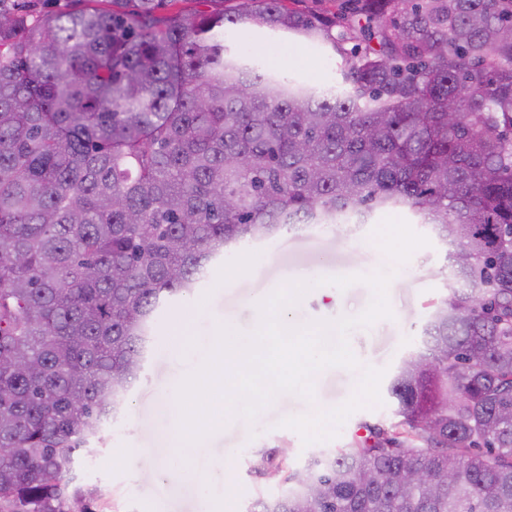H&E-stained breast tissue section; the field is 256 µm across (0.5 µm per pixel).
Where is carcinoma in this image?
<instances>
[{"mask_svg": "<svg viewBox=\"0 0 512 512\" xmlns=\"http://www.w3.org/2000/svg\"><path fill=\"white\" fill-rule=\"evenodd\" d=\"M84 2L0 0V512H90L74 452L224 252L396 208L453 280L391 383L400 420L301 471L258 454L282 487L248 512H512V0ZM241 22L364 47L318 91L259 72L268 40L226 56Z\"/></svg>", "mask_w": 512, "mask_h": 512, "instance_id": "carcinoma-1", "label": "carcinoma"}]
</instances>
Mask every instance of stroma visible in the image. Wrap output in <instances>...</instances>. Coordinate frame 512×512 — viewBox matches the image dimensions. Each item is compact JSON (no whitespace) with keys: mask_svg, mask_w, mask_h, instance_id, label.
Listing matches in <instances>:
<instances>
[{"mask_svg":"<svg viewBox=\"0 0 512 512\" xmlns=\"http://www.w3.org/2000/svg\"><path fill=\"white\" fill-rule=\"evenodd\" d=\"M281 51L270 67L297 81L320 88L340 77L341 59L331 48L293 38ZM386 215L377 211L364 224L312 226L241 243L210 267L193 295L179 300L171 313L160 314L144 369L123 413L103 427L91 451H80L77 457L78 482L92 493L91 512H247L255 498L281 490L277 479L252 471L256 452L287 450L288 464L295 469L315 455L345 447L363 426L396 422L391 380L402 360L420 346L433 302L448 293L447 247L421 216L406 208L390 215L407 221L429 244L412 254L404 273L392 277V317L350 331L348 342L358 368L336 366L316 372L312 398L281 393L254 419L233 415L223 435L211 439L205 466H198L194 456L170 453L162 436L179 410L176 396H164L163 390L199 368L200 350L215 322L229 320L240 338H249L260 320L254 308L258 299L298 282L309 283L310 288L292 306L291 326L362 313L373 297L369 286L355 283L333 292L320 279L333 272L353 275L390 269V260L373 236ZM229 267H243L247 273L226 287L222 281ZM363 365L372 367V383H363ZM339 400L344 403L339 417H327L326 409ZM120 448L139 449L140 455L132 462L119 460ZM164 467L187 468L192 476L158 482L155 474Z\"/></svg>","mask_w":512,"mask_h":512,"instance_id":"obj_1","label":"stroma"}]
</instances>
